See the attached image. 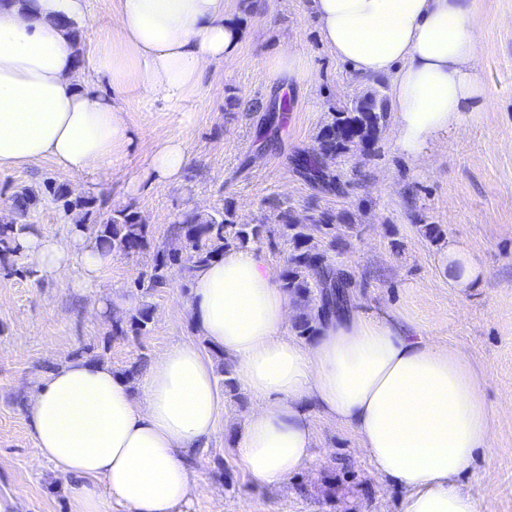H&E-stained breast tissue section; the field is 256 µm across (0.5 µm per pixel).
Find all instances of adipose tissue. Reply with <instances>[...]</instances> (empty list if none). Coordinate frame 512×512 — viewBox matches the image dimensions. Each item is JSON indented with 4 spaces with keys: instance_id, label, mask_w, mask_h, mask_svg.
Listing matches in <instances>:
<instances>
[{
    "instance_id": "obj_1",
    "label": "adipose tissue",
    "mask_w": 512,
    "mask_h": 512,
    "mask_svg": "<svg viewBox=\"0 0 512 512\" xmlns=\"http://www.w3.org/2000/svg\"><path fill=\"white\" fill-rule=\"evenodd\" d=\"M226 0H115L116 34L78 57L72 31L90 0H0V170L52 160L94 182L134 142L125 96L141 87L169 106L199 94L232 57L241 28ZM324 45L367 80L391 85L396 142L421 154L480 119L471 0H312ZM107 91H100L99 83ZM190 140L178 131L149 161L157 184L181 182ZM22 252L42 275L98 287L111 265L83 226L64 238L31 230ZM448 283L464 294L485 269L448 242ZM189 308L197 333L231 359L259 399L236 439L244 470L277 487L314 457V416L353 430L374 474L401 489V512H480L460 479L488 449L493 412L469 356L421 335L401 310L348 307L306 344L285 332L291 295L255 251L234 249L196 271ZM224 413L212 364L193 342L166 347L139 389L110 364L72 359L30 397L39 458L80 479L74 512H188L196 465Z\"/></svg>"
}]
</instances>
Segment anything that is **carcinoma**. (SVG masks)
I'll list each match as a JSON object with an SVG mask.
<instances>
[{"label":"carcinoma","mask_w":512,"mask_h":512,"mask_svg":"<svg viewBox=\"0 0 512 512\" xmlns=\"http://www.w3.org/2000/svg\"><path fill=\"white\" fill-rule=\"evenodd\" d=\"M387 117V100L375 94L358 101L351 109L331 113L330 121L317 137V147L311 152L296 153L292 158L294 168L317 188L334 193L340 191V178L328 161L363 142L375 144ZM44 187L66 216H76L80 224L95 225V240L100 248L126 256L149 248L151 230L133 207L105 210L97 205L94 197H69L63 185L46 182ZM35 201L36 194L30 188L24 187L13 195L10 221L0 225L1 255L19 254V239L31 229L26 218ZM270 207L276 212L278 227L275 229L264 224H238L228 206L214 213L197 210L181 213L171 225L170 234L181 243L182 252L157 253L150 272L135 280L134 286L149 295L169 286V268L174 262L183 261L191 278L203 266L223 257L224 252L245 248L252 242H260L266 237L270 239L277 234L292 246L280 275L281 287L304 302L295 327L301 336L315 335L316 319L346 305L352 285V278L345 271L336 268L324 254L313 251L309 246L315 232L334 237V216L321 211L311 215L309 223L303 224L293 210L282 204L272 202ZM152 320V306L143 304L126 318L113 322L112 335L139 336Z\"/></svg>","instance_id":"obj_1"}]
</instances>
